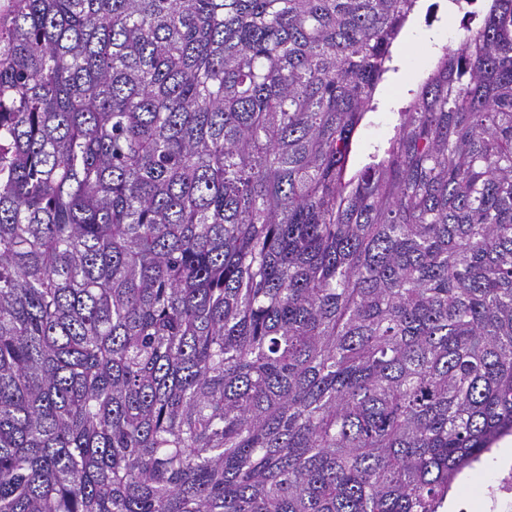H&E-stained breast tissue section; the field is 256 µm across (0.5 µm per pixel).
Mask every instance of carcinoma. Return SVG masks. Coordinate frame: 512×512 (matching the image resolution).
<instances>
[{"instance_id": "cac0c4a2", "label": "carcinoma", "mask_w": 512, "mask_h": 512, "mask_svg": "<svg viewBox=\"0 0 512 512\" xmlns=\"http://www.w3.org/2000/svg\"><path fill=\"white\" fill-rule=\"evenodd\" d=\"M419 0H0V512H440L512 432V0L355 135Z\"/></svg>"}]
</instances>
